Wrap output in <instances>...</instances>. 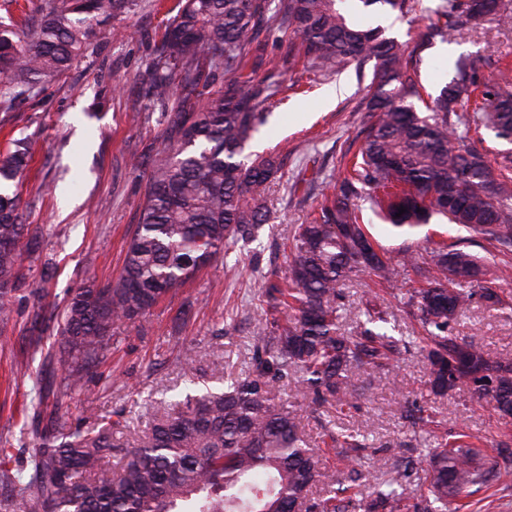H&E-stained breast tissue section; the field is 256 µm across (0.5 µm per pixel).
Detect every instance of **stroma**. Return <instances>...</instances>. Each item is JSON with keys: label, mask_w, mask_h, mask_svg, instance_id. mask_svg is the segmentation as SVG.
I'll list each match as a JSON object with an SVG mask.
<instances>
[{"label": "stroma", "mask_w": 512, "mask_h": 512, "mask_svg": "<svg viewBox=\"0 0 512 512\" xmlns=\"http://www.w3.org/2000/svg\"><path fill=\"white\" fill-rule=\"evenodd\" d=\"M438 3L418 0L408 15L389 14L385 36L414 48ZM507 3L500 18L426 51L416 75L426 93L436 94L448 82L451 57L470 55L482 79L512 63V0ZM178 10L179 0H144L141 9L119 21L112 42L87 52L63 74L0 110V151L24 139L32 153L18 187L20 207L27 223L45 229L41 248L22 258L26 280L10 296L13 318L0 325V442L7 443L14 457L24 458L32 448L25 422L35 400L34 380L17 367L27 358L31 292L41 289L46 310L58 313L89 281L103 285L117 279L146 189L149 165L143 155L163 148L173 108L169 102L149 101L143 74ZM291 37L284 23L261 33L236 73L240 81L267 87L259 107L266 122L251 141V152L282 163L265 189L271 219L260 241L201 269L144 319L116 322L110 358L69 403L71 428L84 430L97 420L114 423L121 416L125 424L116 426L114 437L129 446L161 401L177 398L189 380L208 379L216 367L236 377L247 375L259 321L277 316L264 286L283 276L295 227L313 220L322 193L343 176L344 158L358 150L368 120L373 62L352 63L325 77L307 61L289 62ZM362 217L391 262H398L407 245L428 238L466 246L485 262L502 265L500 289L512 298V251L470 242L464 227L443 216L407 233L384 223L370 208H363ZM411 286L404 274L391 286L362 275L342 288V332L356 331L367 311L376 309L387 313L395 335L408 343L393 375L355 372V407L312 415L301 408L295 381L281 383L276 391L277 401L299 405L301 427L319 467L338 477L368 470L388 479L393 455L434 447L439 436L466 435L471 447L487 455L512 439V418L480 405L472 386L459 385L444 397L430 393L428 365L420 351L423 331L403 308ZM452 333L474 340L491 355L512 358V306L493 310L472 300L459 312ZM187 354L193 357L189 376L183 364ZM408 400L430 418L421 432H412L401 417ZM346 431L367 439L360 460L336 454L334 438Z\"/></svg>", "instance_id": "obj_1"}]
</instances>
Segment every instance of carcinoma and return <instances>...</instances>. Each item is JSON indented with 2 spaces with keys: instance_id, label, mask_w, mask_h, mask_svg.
Returning <instances> with one entry per match:
<instances>
[{
  "instance_id": "obj_1",
  "label": "carcinoma",
  "mask_w": 512,
  "mask_h": 512,
  "mask_svg": "<svg viewBox=\"0 0 512 512\" xmlns=\"http://www.w3.org/2000/svg\"><path fill=\"white\" fill-rule=\"evenodd\" d=\"M141 0H41L33 33L0 27V99L10 102L37 83L64 73L89 48L117 34L115 22ZM406 14L416 0H359ZM506 7L503 0H443L417 46L408 54L379 27L354 21L345 0H181L162 43L146 66L148 96L165 102L179 93L169 116L167 143L148 156L150 177L140 221L128 242L118 279L75 291L58 327L59 352L43 351V325L52 321L43 306L28 329L31 358H40L37 401L30 431L35 448L24 475L0 450V512H289L321 480L337 494L311 505L316 512H347L348 489L317 467L300 436L297 413L275 402L273 391L292 372L310 412L353 397L354 368L390 374L403 338L375 331L388 323L367 312L355 336L339 333L343 282L372 273L386 283L397 276L384 258L365 262L370 237L360 224L359 202L367 200L397 230H413L436 215L449 216L473 236L512 247V151L494 163L471 142L485 128L512 140V70L480 80L473 60L462 54L453 75L425 110L411 75L421 53L444 43L466 26L477 28ZM293 33L288 56L311 61L325 75L351 63L375 60L367 107L371 122L349 174L325 195L317 217L292 235V259L284 276L265 288L268 302L288 314L258 328L252 375L230 377L224 388H207L169 404L134 446L114 443L112 426L82 431L66 427L67 408L58 396L83 391L85 378L110 350L112 325L150 313L204 266L256 238L270 219L263 187L277 173L272 157L242 160L257 125L261 84L234 78L206 105L218 75L237 70L259 35L276 18ZM22 140L0 153V321L12 318L8 296L23 280L19 259L36 250L44 228L24 223L11 187L29 164ZM406 212L398 214V208ZM401 265L419 287L406 307L420 317L431 389L444 393L469 383L478 399L512 416V358H492L478 343L449 333L458 311L474 297L488 306L502 298L499 268L464 248L427 242L405 249ZM62 373L55 388L48 376ZM124 454L113 475L112 452ZM425 466L427 492L402 503L403 485ZM512 477L508 444L494 457L443 444L418 460L397 455L385 481H367L364 512H445L448 500L469 497Z\"/></svg>"
}]
</instances>
